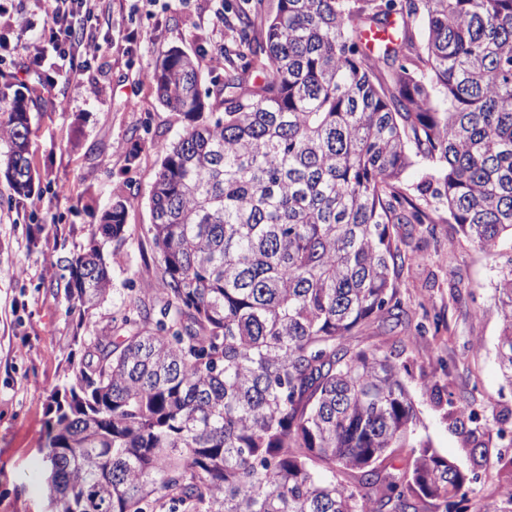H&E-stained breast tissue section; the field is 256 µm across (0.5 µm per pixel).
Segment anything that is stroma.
<instances>
[{"label":"stroma","instance_id":"obj_1","mask_svg":"<svg viewBox=\"0 0 512 512\" xmlns=\"http://www.w3.org/2000/svg\"><path fill=\"white\" fill-rule=\"evenodd\" d=\"M276 0H155L151 14H133L127 0H112V16L101 52L89 61L79 83L39 95L36 77L26 85L0 78V109L18 94L32 100L29 158L35 173L30 196L16 197L0 178V512H49L40 438L51 419L49 395L65 379L76 334H109L112 317L133 286L149 285L160 302L164 284L158 253L148 232L149 197L160 167L159 144L189 125L164 106L150 72L169 51L200 59L202 90L219 89L223 68L210 56L223 49L235 59L237 10L260 16ZM223 10L225 27L210 19ZM42 14L32 0H13L0 14V34L10 44L33 41ZM136 31L137 51L124 53L118 33ZM136 193L127 216L125 241L104 242L112 280L111 298L89 326L77 329L66 313L64 257L82 251L112 199ZM433 221L401 227L405 262L398 271L405 288L398 297L400 320L374 317L351 340L357 349H379L407 365L405 381L421 424L418 436L436 453L478 474L472 506L499 498L498 473L512 462V448L498 436L512 430V385L498 369L495 347L501 317L494 284L498 266L512 256V240L486 253L458 233L436 202ZM53 223L43 224L39 214ZM478 415L484 454L474 453L459 410Z\"/></svg>","mask_w":512,"mask_h":512}]
</instances>
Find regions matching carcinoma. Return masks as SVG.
Returning a JSON list of instances; mask_svg holds the SVG:
<instances>
[{"label":"carcinoma","instance_id":"1","mask_svg":"<svg viewBox=\"0 0 512 512\" xmlns=\"http://www.w3.org/2000/svg\"><path fill=\"white\" fill-rule=\"evenodd\" d=\"M236 18L221 111L203 117L197 60L153 69L190 121L159 146L149 197L165 298L133 293L50 394L52 512H470L478 477L416 438L407 366L349 340L401 310L398 226L432 223L403 181L417 163L415 190L478 249L512 237V0H277L257 36ZM29 122L24 98L0 113L18 197ZM136 204L117 198L64 258L81 322L112 290L99 238L124 241ZM496 291L512 386V257ZM481 512H512V479Z\"/></svg>","mask_w":512,"mask_h":512}]
</instances>
